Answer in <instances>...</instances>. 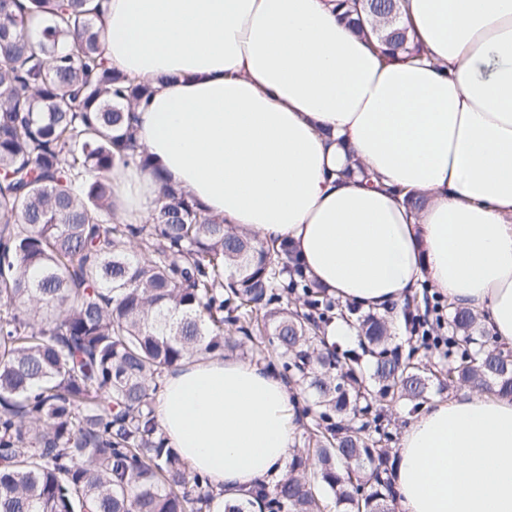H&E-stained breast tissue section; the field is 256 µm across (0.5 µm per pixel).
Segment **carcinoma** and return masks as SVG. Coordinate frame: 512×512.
<instances>
[{
    "mask_svg": "<svg viewBox=\"0 0 512 512\" xmlns=\"http://www.w3.org/2000/svg\"><path fill=\"white\" fill-rule=\"evenodd\" d=\"M391 56H420L399 0H337ZM94 0H0V512H210L215 493L170 448L153 395L180 362L244 348L299 393L288 473L224 512H391L383 407L416 410L438 370L355 317L358 349L323 324L324 288L165 179L145 224L112 217L117 162L150 159L131 112L149 83L107 65ZM449 311L448 386L512 396V351Z\"/></svg>",
    "mask_w": 512,
    "mask_h": 512,
    "instance_id": "cac0c4a2",
    "label": "carcinoma"
}]
</instances>
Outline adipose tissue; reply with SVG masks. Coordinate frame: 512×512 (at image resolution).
Here are the masks:
<instances>
[{
	"label": "adipose tissue",
	"mask_w": 512,
	"mask_h": 512,
	"mask_svg": "<svg viewBox=\"0 0 512 512\" xmlns=\"http://www.w3.org/2000/svg\"><path fill=\"white\" fill-rule=\"evenodd\" d=\"M109 67L147 81L138 145L213 217L288 243L344 302L382 310L428 282L512 347V0H403L414 61L335 0H98ZM426 197L418 213L404 193ZM159 184L117 164L112 212L145 223ZM294 389L232 357L165 373L170 447L221 495L285 474ZM393 512H512V398L465 390L406 426Z\"/></svg>",
	"instance_id": "adipose-tissue-1"
}]
</instances>
